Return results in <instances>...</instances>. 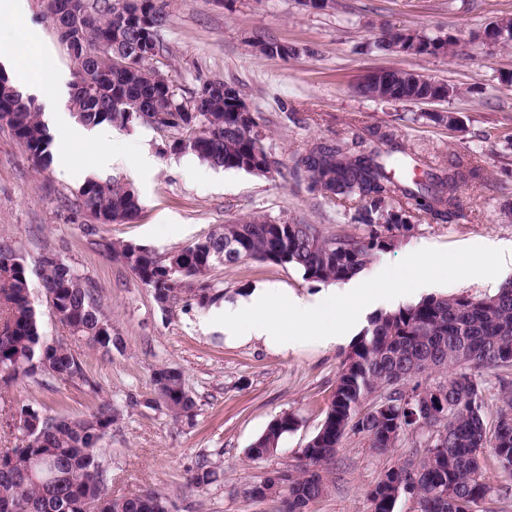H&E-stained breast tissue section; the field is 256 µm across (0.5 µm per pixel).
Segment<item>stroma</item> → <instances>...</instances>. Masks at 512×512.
I'll return each instance as SVG.
<instances>
[{
	"label": "stroma",
	"instance_id": "stroma-1",
	"mask_svg": "<svg viewBox=\"0 0 512 512\" xmlns=\"http://www.w3.org/2000/svg\"><path fill=\"white\" fill-rule=\"evenodd\" d=\"M42 48L38 65L60 74L53 91L63 123L53 125L54 158L36 172L8 129L0 127V244L35 265L56 253L98 288L121 343L105 355L68 338L82 360L89 385L18 383L0 390V410L30 405L50 414L84 417L105 400L121 411L101 455L107 491L130 496L146 488L171 498L173 512H284L281 498L255 499L250 488L275 471L306 465L302 450L320 428L336 387L348 343L297 344L285 353L263 343H226L208 310L182 298L169 309L120 261L99 253L83 232L92 216L76 191L85 179L117 175L131 183L141 212L130 223L108 224L103 235L166 253L221 232L223 224L265 214L279 224H317L326 234L364 235L352 209L325 200L308 173L289 175L313 143L393 133L409 152L434 168L455 156L477 165L480 181L459 192L462 216L436 224L412 218L399 242L377 264L400 261L415 246L454 249L494 243L512 247V44H488L483 33L512 18V0H335L332 8L303 0H169L158 66L182 89L218 77L235 85L259 117L276 172L254 174L215 168L191 155H161L164 136L151 128L106 125L96 148L75 130L68 109L72 65L56 30L42 19V0H27ZM412 30L456 41L455 56L379 50L387 32ZM262 39L292 45L294 56L264 57L251 44ZM379 68L408 69L453 87L431 103L383 102L359 95L361 78ZM432 112L457 115L455 130L429 120ZM211 278L233 302L275 285L307 299L323 287L290 267L246 259L216 265ZM160 365L179 369L197 403L194 425L160 406L151 382ZM296 419L272 455L250 459L251 443L274 419ZM417 435L378 453L363 435L348 433L329 466L327 494L308 512H371L370 491L389 468L416 459ZM211 455L217 482L196 488L187 479L199 455Z\"/></svg>",
	"mask_w": 512,
	"mask_h": 512
}]
</instances>
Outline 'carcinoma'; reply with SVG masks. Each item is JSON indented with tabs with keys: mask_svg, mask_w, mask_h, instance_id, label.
<instances>
[{
	"mask_svg": "<svg viewBox=\"0 0 512 512\" xmlns=\"http://www.w3.org/2000/svg\"><path fill=\"white\" fill-rule=\"evenodd\" d=\"M62 14L56 26L73 67L89 76L73 82L69 110L78 123L120 128L148 126L171 134L165 151L191 154L213 167L265 174L276 166L261 134L259 117L239 111L240 91L220 78L180 90L158 77L152 62L161 55L160 33L168 14L163 0H46L45 17ZM255 53L282 56L278 42L258 40ZM377 98L419 103L448 94V85L416 81L402 69H386ZM0 125L6 126L40 170L53 161V137L42 112L0 71ZM372 140L313 145L295 161L309 173L314 190L330 202L355 206L353 220L367 234L328 236L315 224H275L251 216L188 247L164 255L144 245L114 242L94 226L86 228L97 250L120 260L154 300L174 303L185 292L205 308L223 297L210 279L216 258L223 264L244 259L289 266L304 280L344 283L361 273L373 257L395 246L396 232L409 228L423 212L437 224L459 216L458 191L480 177V168L459 157L448 167L423 171L408 180L392 170L410 167L411 154L392 135L371 132ZM388 148L383 150L380 144ZM83 207L104 226L129 223L141 210L138 194L120 178H89L78 189ZM36 275L49 297L52 314L73 336L107 353L117 344L112 317L101 308L92 282L71 266L42 256L35 269L8 246H0V385L47 376L80 382L95 390L82 361L62 340L41 331L31 296ZM512 367V279L492 292L425 297L381 312L354 340L336 379V391L317 433L303 448L315 465L327 464L349 432L366 437L383 452L405 435H427L418 464L388 469L370 496L373 512H394L404 483L416 497L415 512H478L494 490L482 478L480 458L492 453L512 475V384L503 382L495 422L484 413L481 382L467 368ZM446 370L434 386L416 381L428 371ZM152 385L175 418L192 424L195 399L180 371L160 367ZM431 398L434 412L421 417L417 397ZM119 411L110 402L72 418L28 405L14 409L4 425L20 433V443L0 451V512H170L171 501L156 490L114 498L100 463L102 442L112 433ZM294 418L273 420L250 445L262 459L277 451ZM286 512H305L322 497L327 479L319 470L283 471ZM219 479L210 458H198L191 484L206 487Z\"/></svg>",
	"mask_w": 512,
	"mask_h": 512,
	"instance_id": "obj_1",
	"label": "carcinoma"
}]
</instances>
